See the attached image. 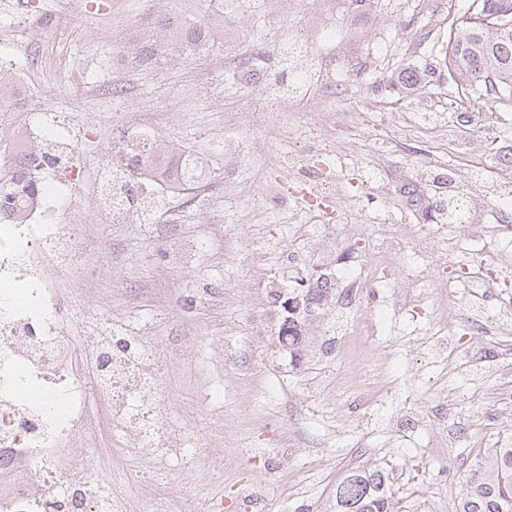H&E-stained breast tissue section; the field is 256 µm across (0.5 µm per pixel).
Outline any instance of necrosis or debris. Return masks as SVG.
Masks as SVG:
<instances>
[{"label":"necrosis or debris","instance_id":"necrosis-or-debris-1","mask_svg":"<svg viewBox=\"0 0 512 512\" xmlns=\"http://www.w3.org/2000/svg\"><path fill=\"white\" fill-rule=\"evenodd\" d=\"M323 131L327 161L322 165L310 151L298 148L296 130L288 132L280 168L299 188V196L289 197L271 182L262 183L258 192L280 204L294 230L289 253L294 262L306 261L316 233L325 229L339 243L367 240L354 291L345 297L352 328L343 352H350L351 342L370 322L357 295L383 290L393 298L399 316L430 310L424 342L443 375L462 367L449 341L458 328L494 332L511 341L512 224L482 225L478 234L483 245L474 251L452 231L431 235L419 224H385L369 232L346 220L333 223L327 204L341 188L348 161L336 152L335 122H324ZM36 136L45 145L38 168L41 180L72 196L76 135L60 137L41 127ZM170 166L185 178L197 176L192 153L166 159L115 146L111 177L97 192L96 208L108 222L127 224L138 214L143 190L156 198H175L180 183L165 176ZM24 210V223L0 225V512H142L139 501L128 498L123 488L100 482L92 470L71 471L67 462L76 449L95 447L102 435V420L85 410L89 395L103 420L119 428L124 438L160 449L166 460L186 459L181 431L159 421L161 353L126 325L98 330L88 347L78 346L67 301L53 281L94 238L88 231L75 235L64 230L60 214L44 199L26 203ZM422 255L442 264L453 261L463 277L450 279L420 265L401 264L403 257ZM397 266L400 277H389ZM373 371L370 379L357 370L338 379L337 396L372 413L390 392L383 364H375Z\"/></svg>","mask_w":512,"mask_h":512}]
</instances>
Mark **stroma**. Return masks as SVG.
<instances>
[{
	"mask_svg": "<svg viewBox=\"0 0 512 512\" xmlns=\"http://www.w3.org/2000/svg\"><path fill=\"white\" fill-rule=\"evenodd\" d=\"M26 3L41 15V28L13 27L15 13L0 0V58L34 68L39 95L25 110L0 104V136L38 126L49 112L63 113L79 133L80 191L68 204L66 223L90 226L102 243L80 254L58 283L75 318V339L86 346L91 331L81 322L89 315L142 322L144 335L168 361L164 421L187 428L200 451L227 430L238 439L237 447L225 449L220 474L200 480L192 466L174 469L156 450L127 447L107 424L99 448L73 456L69 467L93 468L108 480L113 467L135 475L151 463L148 484L130 483L128 492L156 491L166 512H189L212 499L223 500L224 512H315L345 473L377 466L388 472L402 512H456L465 478L485 453L435 442L479 423L501 441L512 440V380L497 372L512 363V346L460 329L453 341L469 351L481 388L455 398V390L466 387L456 376L448 380V393H436L431 382L439 371L417 346L419 329L392 320L390 299L366 298L376 329L357 353L367 362L386 360L394 389L379 412L363 415L326 389L343 364L337 348L345 310L311 320L310 359L293 366L273 344L270 285L293 288L299 268L284 258L251 264L249 251L255 241L283 232L275 204L254 194L255 185L274 174L268 145L294 124L306 132L305 147L317 146L324 112L349 121L336 148L353 154L354 166L336 206L348 208V196H355L357 223L415 220L405 197L384 188V173L369 168L376 149L391 150L393 166L411 178L428 185L445 180L456 192L478 196L483 223L512 218V183L491 173L479 186L472 173L474 164H490L512 147V105L486 108L481 124H456L457 113L471 111L470 96L440 62L450 24L473 0H376L364 14L349 0H249L225 15L224 26L229 37L245 33L266 46L256 64L266 77L282 68L273 55L281 43L323 56L346 40L356 46L332 90L314 91L294 111L260 125L247 115L259 86L240 81L241 61L233 51L176 56L145 72L113 68V44L142 13L141 0ZM410 65L424 86L407 97L387 79ZM144 112L153 116L156 135L203 155L210 171H231V184L168 216L148 206L136 223H102L90 203L98 168ZM441 154L446 168L433 167ZM257 209L261 223H247ZM185 250L193 257L184 265L179 256ZM239 351L247 365H227V354ZM284 455L292 471L309 476V495H289V473L278 468Z\"/></svg>",
	"mask_w": 512,
	"mask_h": 512,
	"instance_id": "stroma-1",
	"label": "stroma"
}]
</instances>
